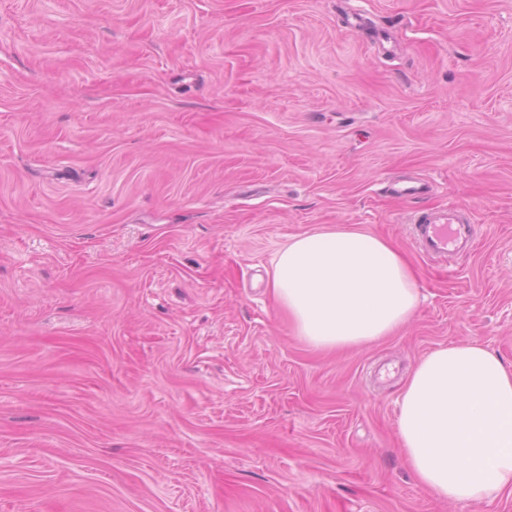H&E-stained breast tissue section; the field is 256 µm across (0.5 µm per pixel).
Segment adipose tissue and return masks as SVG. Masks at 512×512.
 Instances as JSON below:
<instances>
[{"instance_id":"ef3b65f1","label":"adipose tissue","mask_w":512,"mask_h":512,"mask_svg":"<svg viewBox=\"0 0 512 512\" xmlns=\"http://www.w3.org/2000/svg\"><path fill=\"white\" fill-rule=\"evenodd\" d=\"M269 285L297 336L321 350L378 342L420 303L401 252L361 229L294 236ZM397 426L413 474L435 498L481 505L512 493V369L482 345L424 357L404 384Z\"/></svg>"}]
</instances>
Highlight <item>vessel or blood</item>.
<instances>
[{"label":"vessel or blood","mask_w":512,"mask_h":512,"mask_svg":"<svg viewBox=\"0 0 512 512\" xmlns=\"http://www.w3.org/2000/svg\"><path fill=\"white\" fill-rule=\"evenodd\" d=\"M408 222L412 243L429 259L446 261L476 247L470 219L458 206L419 208L411 212Z\"/></svg>","instance_id":"1"}]
</instances>
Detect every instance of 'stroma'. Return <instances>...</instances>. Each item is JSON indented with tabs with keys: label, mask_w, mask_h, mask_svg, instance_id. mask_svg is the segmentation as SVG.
<instances>
[{
	"label": "stroma",
	"mask_w": 512,
	"mask_h": 512,
	"mask_svg": "<svg viewBox=\"0 0 512 512\" xmlns=\"http://www.w3.org/2000/svg\"><path fill=\"white\" fill-rule=\"evenodd\" d=\"M451 203L478 247L427 259ZM321 227L402 252L396 335H296L272 263ZM465 342L512 367V0H0V512H512L402 455ZM466 214L456 205L412 211L408 217L412 243L432 260L448 261L461 252L473 251L476 243L470 234L472 221Z\"/></svg>",
	"instance_id": "35a3bbf8"
}]
</instances>
